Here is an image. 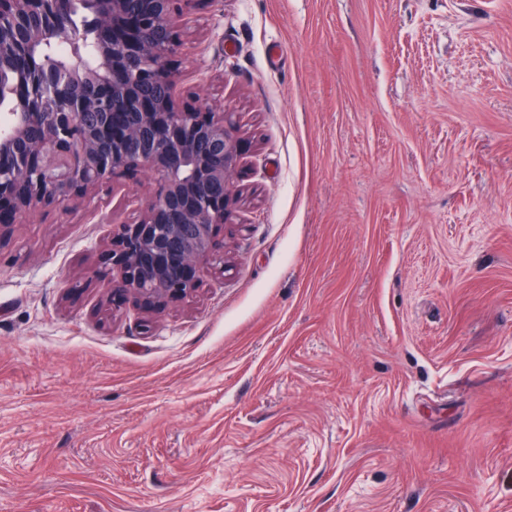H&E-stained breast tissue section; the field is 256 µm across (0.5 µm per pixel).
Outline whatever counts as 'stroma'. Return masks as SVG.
<instances>
[{"mask_svg":"<svg viewBox=\"0 0 512 512\" xmlns=\"http://www.w3.org/2000/svg\"><path fill=\"white\" fill-rule=\"evenodd\" d=\"M182 39L236 222L149 317L98 277L145 175L0 239V512H512V0H202Z\"/></svg>","mask_w":512,"mask_h":512,"instance_id":"35a3bbf8","label":"stroma"}]
</instances>
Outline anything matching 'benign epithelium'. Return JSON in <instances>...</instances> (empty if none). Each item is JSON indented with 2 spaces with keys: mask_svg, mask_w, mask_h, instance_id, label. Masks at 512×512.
Returning <instances> with one entry per match:
<instances>
[{
  "mask_svg": "<svg viewBox=\"0 0 512 512\" xmlns=\"http://www.w3.org/2000/svg\"><path fill=\"white\" fill-rule=\"evenodd\" d=\"M80 4L90 26L73 20ZM0 0V235L46 209L93 200L145 173L153 195L112 233L108 295L146 310L182 301L231 223L239 130L208 101L177 99V28L193 0ZM94 42L85 47L87 30ZM65 44L59 59L49 48ZM64 101L53 112L37 89Z\"/></svg>",
  "mask_w": 512,
  "mask_h": 512,
  "instance_id": "benign-epithelium-1",
  "label": "benign epithelium"
}]
</instances>
